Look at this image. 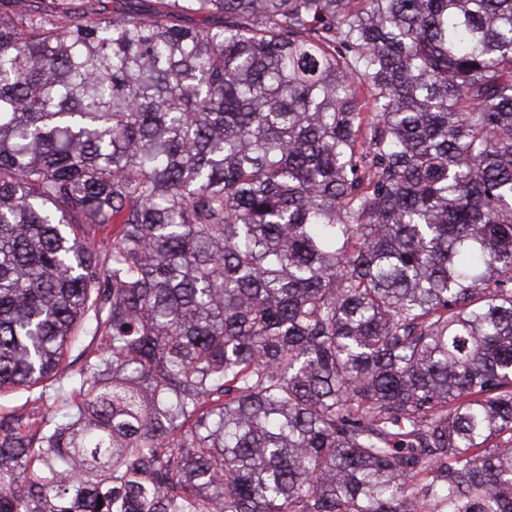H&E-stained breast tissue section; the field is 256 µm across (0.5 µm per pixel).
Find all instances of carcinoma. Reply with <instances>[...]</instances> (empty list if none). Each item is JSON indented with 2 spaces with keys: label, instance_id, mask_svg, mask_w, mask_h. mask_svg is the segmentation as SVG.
Listing matches in <instances>:
<instances>
[{
  "label": "carcinoma",
  "instance_id": "1",
  "mask_svg": "<svg viewBox=\"0 0 512 512\" xmlns=\"http://www.w3.org/2000/svg\"><path fill=\"white\" fill-rule=\"evenodd\" d=\"M16 2L0 512H512V0ZM6 394H8L7 399L11 406L15 408L21 407V411L26 415H30L31 418L41 419L43 416L49 417L52 414L50 402H45L44 400L33 401L36 396L31 395L27 391L18 389Z\"/></svg>",
  "mask_w": 512,
  "mask_h": 512
}]
</instances>
